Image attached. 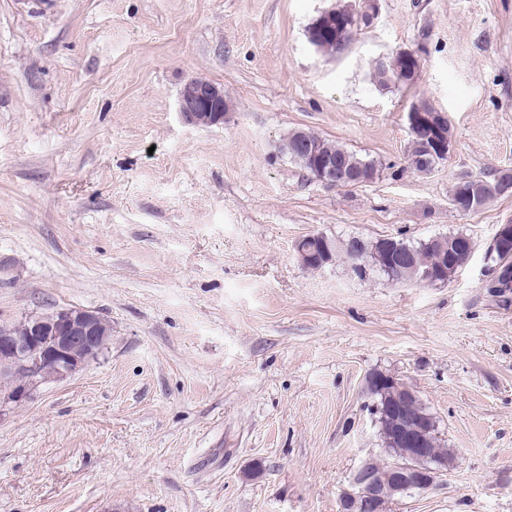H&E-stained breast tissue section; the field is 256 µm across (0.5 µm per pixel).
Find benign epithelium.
I'll list each match as a JSON object with an SVG mask.
<instances>
[{
  "mask_svg": "<svg viewBox=\"0 0 512 512\" xmlns=\"http://www.w3.org/2000/svg\"><path fill=\"white\" fill-rule=\"evenodd\" d=\"M422 105L421 101L412 103L406 121L411 138L422 145V163L432 170L448 158L452 140L446 113L423 112L419 110ZM229 109L224 87L200 78L184 84L177 103L181 120L193 126L221 124ZM293 151L306 158L311 175L324 184L347 187L352 181L358 182V178L349 177L336 161L310 142L297 140ZM511 234V225H501L485 250V262H490L497 245L507 241ZM308 239L314 242L313 252L298 249L297 260L304 268L319 269L329 262V247L320 234L310 235ZM474 251V241L464 238L455 244V261L459 265L466 264ZM111 340L112 336L99 328L98 312L77 308L61 309L50 319L29 318L23 336L6 328L0 330V377L12 381L3 399L22 402L36 387L33 378L26 381L14 377L19 367L28 369L34 376L49 371L54 378L64 379L83 368L91 355L106 350ZM394 382L393 376L375 372L366 376L365 390L372 396L377 387ZM403 391L404 394L392 403L375 402L372 409L389 422L391 441L411 449L409 460L395 459L384 467L372 459L365 461L354 476V489L341 497L340 512H387L394 495L428 489L438 475L448 469L447 461L435 459L430 453L435 422L410 415L406 406L414 392L407 386Z\"/></svg>",
  "mask_w": 512,
  "mask_h": 512,
  "instance_id": "benign-epithelium-1",
  "label": "benign epithelium"
}]
</instances>
